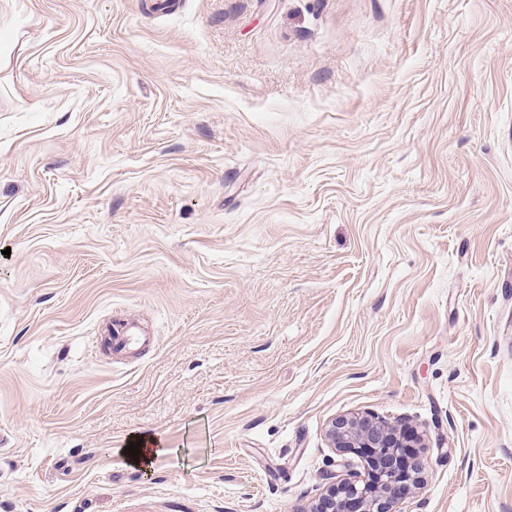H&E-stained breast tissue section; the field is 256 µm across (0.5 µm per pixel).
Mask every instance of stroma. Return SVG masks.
Instances as JSON below:
<instances>
[{
	"instance_id": "1",
	"label": "stroma",
	"mask_w": 512,
	"mask_h": 512,
	"mask_svg": "<svg viewBox=\"0 0 512 512\" xmlns=\"http://www.w3.org/2000/svg\"><path fill=\"white\" fill-rule=\"evenodd\" d=\"M357 412L512 512V0H0V512H307ZM138 440H142L141 446L138 447L140 450L138 463H135V459H133L129 451L124 448L125 457L133 468L146 475L153 474V466L156 459L163 454L169 453L170 449L163 448L161 439L151 433H138L131 437L130 442H134L135 444Z\"/></svg>"
}]
</instances>
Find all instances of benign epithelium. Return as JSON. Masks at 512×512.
I'll use <instances>...</instances> for the list:
<instances>
[{"label":"benign epithelium","mask_w":512,"mask_h":512,"mask_svg":"<svg viewBox=\"0 0 512 512\" xmlns=\"http://www.w3.org/2000/svg\"><path fill=\"white\" fill-rule=\"evenodd\" d=\"M326 435L339 454L366 456L368 479L329 484L308 512H397L400 500L422 485L423 464L409 454L421 445L419 434L364 412L332 418Z\"/></svg>","instance_id":"benign-epithelium-1"}]
</instances>
